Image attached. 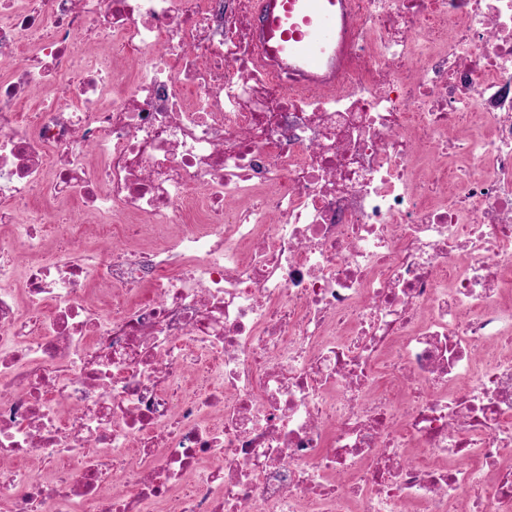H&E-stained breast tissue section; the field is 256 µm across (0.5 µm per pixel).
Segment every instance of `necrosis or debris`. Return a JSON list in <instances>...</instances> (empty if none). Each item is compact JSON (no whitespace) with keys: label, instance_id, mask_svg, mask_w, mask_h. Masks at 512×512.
<instances>
[{"label":"necrosis or debris","instance_id":"4bbe7bcc","mask_svg":"<svg viewBox=\"0 0 512 512\" xmlns=\"http://www.w3.org/2000/svg\"><path fill=\"white\" fill-rule=\"evenodd\" d=\"M349 4L0 0V512H512V0ZM258 33L265 54L294 80L309 87L335 82L346 59L347 38L355 18L347 0H256ZM331 51L327 62L325 55ZM296 62H302L299 66Z\"/></svg>","mask_w":512,"mask_h":512}]
</instances>
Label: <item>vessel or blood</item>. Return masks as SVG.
I'll use <instances>...</instances> for the list:
<instances>
[{
  "label": "vessel or blood",
  "instance_id": "vessel-or-blood-1",
  "mask_svg": "<svg viewBox=\"0 0 512 512\" xmlns=\"http://www.w3.org/2000/svg\"><path fill=\"white\" fill-rule=\"evenodd\" d=\"M265 54L289 75L319 87L335 81L356 21L347 0H256Z\"/></svg>",
  "mask_w": 512,
  "mask_h": 512
}]
</instances>
